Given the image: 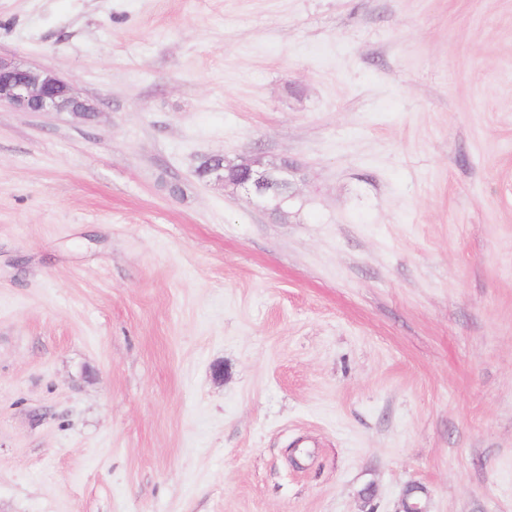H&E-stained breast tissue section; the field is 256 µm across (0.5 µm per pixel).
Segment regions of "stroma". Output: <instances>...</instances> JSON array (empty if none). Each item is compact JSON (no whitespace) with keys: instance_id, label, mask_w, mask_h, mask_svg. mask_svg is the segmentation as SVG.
<instances>
[{"instance_id":"1","label":"stroma","mask_w":512,"mask_h":512,"mask_svg":"<svg viewBox=\"0 0 512 512\" xmlns=\"http://www.w3.org/2000/svg\"><path fill=\"white\" fill-rule=\"evenodd\" d=\"M0 55L98 108L0 107V512H512V0H0ZM221 159L224 168L220 167L213 172V181L224 183L225 186L231 185L236 190L245 192L257 207L268 205L264 196L277 195L283 189H288L289 198H294L297 194L295 180L299 170L297 166L288 165V168L273 166L272 169L277 171L274 172L255 157L242 156L238 162ZM224 171L238 174L235 177H230L224 175Z\"/></svg>"}]
</instances>
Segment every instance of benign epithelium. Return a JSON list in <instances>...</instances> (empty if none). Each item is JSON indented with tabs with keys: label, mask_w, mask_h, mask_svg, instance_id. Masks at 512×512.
Here are the masks:
<instances>
[{
	"label": "benign epithelium",
	"mask_w": 512,
	"mask_h": 512,
	"mask_svg": "<svg viewBox=\"0 0 512 512\" xmlns=\"http://www.w3.org/2000/svg\"><path fill=\"white\" fill-rule=\"evenodd\" d=\"M24 112H67L80 116L87 111L88 98L77 89L75 82L62 78L49 67L32 66L0 56V104ZM298 167L288 166L269 170L262 161L240 157L239 161H224L213 172L212 179L245 192L258 207L268 205L266 196L288 190V197L297 194Z\"/></svg>",
	"instance_id": "obj_1"
}]
</instances>
